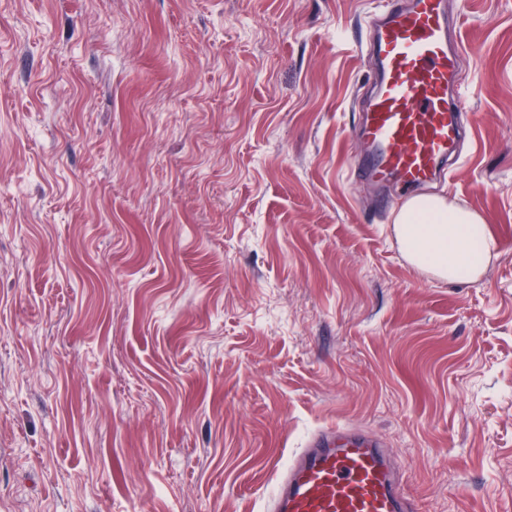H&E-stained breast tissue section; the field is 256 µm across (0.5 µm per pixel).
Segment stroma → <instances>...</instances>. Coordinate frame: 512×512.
<instances>
[{
	"instance_id": "1",
	"label": "stroma",
	"mask_w": 512,
	"mask_h": 512,
	"mask_svg": "<svg viewBox=\"0 0 512 512\" xmlns=\"http://www.w3.org/2000/svg\"><path fill=\"white\" fill-rule=\"evenodd\" d=\"M447 2L453 285L348 178L374 0H0V512H267L342 424L512 512V0ZM394 230L408 262L448 284L481 277L495 247L478 212L443 196L408 200L395 215Z\"/></svg>"
}]
</instances>
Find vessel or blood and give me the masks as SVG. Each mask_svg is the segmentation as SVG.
<instances>
[{
	"instance_id": "b4317fda",
	"label": "vessel or blood",
	"mask_w": 512,
	"mask_h": 512,
	"mask_svg": "<svg viewBox=\"0 0 512 512\" xmlns=\"http://www.w3.org/2000/svg\"><path fill=\"white\" fill-rule=\"evenodd\" d=\"M444 0H379L365 50L374 83L360 125L366 146L349 176L373 190L410 194L444 176L463 137L450 98L459 71ZM391 458L367 434L318 431L280 473L270 512H411Z\"/></svg>"
}]
</instances>
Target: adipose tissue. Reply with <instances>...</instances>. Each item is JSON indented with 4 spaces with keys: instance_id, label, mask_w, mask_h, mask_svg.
<instances>
[{
    "instance_id": "adipose-tissue-1",
    "label": "adipose tissue",
    "mask_w": 512,
    "mask_h": 512,
    "mask_svg": "<svg viewBox=\"0 0 512 512\" xmlns=\"http://www.w3.org/2000/svg\"><path fill=\"white\" fill-rule=\"evenodd\" d=\"M394 230L410 264L451 284L478 279L492 257L483 217L442 196L408 200L395 215Z\"/></svg>"
}]
</instances>
